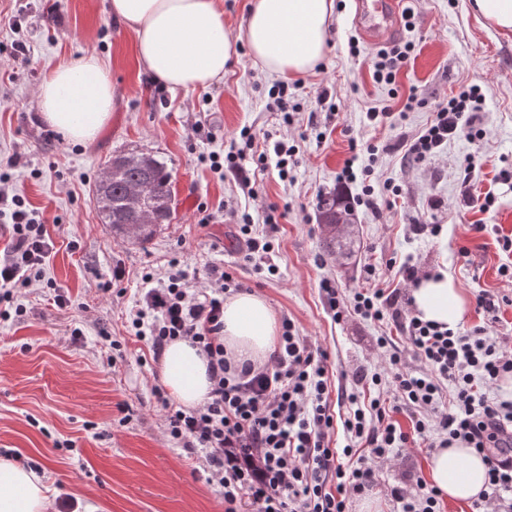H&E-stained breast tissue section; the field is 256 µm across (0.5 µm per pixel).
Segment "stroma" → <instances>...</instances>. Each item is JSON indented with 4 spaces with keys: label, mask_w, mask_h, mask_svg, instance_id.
Listing matches in <instances>:
<instances>
[{
    "label": "stroma",
    "mask_w": 512,
    "mask_h": 512,
    "mask_svg": "<svg viewBox=\"0 0 512 512\" xmlns=\"http://www.w3.org/2000/svg\"><path fill=\"white\" fill-rule=\"evenodd\" d=\"M323 59L307 74L281 78L264 69L239 45L223 79L194 91H155L139 69L135 35L113 22L107 0H58L48 12L45 0H0V173H9L10 188L23 197L56 240L45 277L67 294L71 307L61 309L33 288L20 291L24 316L0 320V452L15 451L16 462L39 466L55 494H68L85 512H224V494L209 483L200 458L187 456L162 430V410L152 396L160 366L141 362L142 344L127 328L146 273L159 274L180 257L185 269L235 263L236 276L256 289L277 316L292 319L301 335L327 350L334 389L332 400L353 392L356 370L380 368L376 339L391 336L406 348L404 336L385 325L350 316L334 322L320 283L334 279L345 293L364 288L365 265L376 268L380 287L396 288L399 277L387 271L393 253L411 255L421 271H448L468 299L463 329L492 323L493 333L512 346V281L499 268L512 266V251L500 241L512 237V33L484 24L469 0H408L414 28H398L396 39L414 51L396 86L375 83L371 60L379 50L368 43L353 17L355 0H335ZM20 16V32L8 20ZM22 42L31 61L14 69L11 49ZM93 55L112 80V116L88 147L51 129L35 106L39 85L60 62ZM288 85V110L270 105L268 90ZM478 85L485 95L477 142L449 141L439 156L405 167L395 153L381 154L379 181L399 185L392 209L356 207L351 228L355 256L350 263L321 248L323 228L317 217L320 195L343 192L339 180L354 148L393 144L415 133L430 119L428 102ZM328 90L329 112L317 104ZM420 105L405 109L410 94ZM392 106L393 124L373 128L365 113L372 106ZM256 135L287 137L296 153L287 179L275 168L258 173V198L251 199L223 172L210 166L224 157L241 129ZM131 148L162 156L172 173L176 214L153 239L139 246L113 237L93 198V189L112 155ZM22 154L8 167L13 154ZM490 210H481L485 194ZM441 200L431 209V200ZM206 204L202 223L198 204ZM288 210L273 238L278 273L260 280L245 265L235 226L225 206L251 215L263 229V206ZM442 225L439 236L413 237L412 219ZM468 246L470 261L457 255ZM113 282L111 294L98 292ZM487 290L501 297L498 313L478 307ZM81 336H74V329ZM121 343V356L108 365L101 332ZM430 457L410 448L392 465L377 468L378 480L354 497L351 512L372 503L375 512H393L390 486L424 476Z\"/></svg>",
    "instance_id": "obj_1"
}]
</instances>
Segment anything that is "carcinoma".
<instances>
[{"instance_id":"carcinoma-1","label":"carcinoma","mask_w":512,"mask_h":512,"mask_svg":"<svg viewBox=\"0 0 512 512\" xmlns=\"http://www.w3.org/2000/svg\"><path fill=\"white\" fill-rule=\"evenodd\" d=\"M112 163L116 172L96 183L97 202L113 235L123 239L130 236L144 245L160 225L170 224L175 218L172 173L167 161L151 152H121L112 156ZM136 184L147 185L149 192L143 197L132 195L131 187ZM318 219L325 230L323 250L349 256L351 241L341 229L356 223V219L345 198L337 193L320 197Z\"/></svg>"}]
</instances>
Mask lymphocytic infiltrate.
I'll return each mask as SVG.
<instances>
[{
  "label": "lymphocytic infiltrate",
  "instance_id": "lymphocytic-infiltrate-1",
  "mask_svg": "<svg viewBox=\"0 0 512 512\" xmlns=\"http://www.w3.org/2000/svg\"><path fill=\"white\" fill-rule=\"evenodd\" d=\"M485 101L472 85L431 106V118L396 147L404 165L439 154L451 139H483L478 114ZM244 151L228 153L224 167L243 193L256 197V171L275 165L288 176L294 147L276 140L259 143L242 129ZM0 206L6 209L9 244L0 250V319L23 315L14 291L43 281L54 240L26 201L10 194L0 178ZM242 252L256 274L276 275L270 232L239 227ZM205 287H194L179 261L167 275H145L147 289L130 320V329L153 357L174 340L188 341L207 360L211 390L194 409L175 405L162 386L152 394L164 411L168 437L191 455H200L209 482L224 492V512H349L352 495L376 480L378 463L418 446L427 452L461 442L483 454L487 489L473 512H512V400L490 393L512 374V347L501 345L491 326L461 332L420 320L403 305L399 289L363 288L352 294L323 280L321 291L333 320L354 313L393 325L408 341L417 360L409 367L403 350L379 337L380 370L360 373V394H349L345 417L331 401L328 353L300 336L294 322L283 319L278 342L262 366L236 364L224 349V295L243 283L219 265L202 272ZM408 426H401L398 415ZM347 443L333 445L336 430ZM397 512H442L435 487L417 479L414 487L392 486Z\"/></svg>",
  "mask_w": 512,
  "mask_h": 512
}]
</instances>
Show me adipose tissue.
<instances>
[{"instance_id": "obj_1", "label": "adipose tissue", "mask_w": 512, "mask_h": 512, "mask_svg": "<svg viewBox=\"0 0 512 512\" xmlns=\"http://www.w3.org/2000/svg\"><path fill=\"white\" fill-rule=\"evenodd\" d=\"M334 0H254L238 33L224 27L217 0H109L113 20L134 32L139 66L170 90H195L223 78L227 62L245 42L267 71L288 77L312 71L323 58ZM44 121L72 142H94L112 112V81L96 57L56 66L39 87ZM411 308L423 321L456 329L468 301L446 271L411 291ZM278 320L261 295L243 292L224 302V347L241 360L263 364L278 339ZM160 376L169 396L190 409L211 388L207 361L185 341L170 343ZM482 455L456 442L430 459L429 481L442 497L467 502L485 490ZM48 487L35 471L0 459V512H49Z\"/></svg>"}]
</instances>
